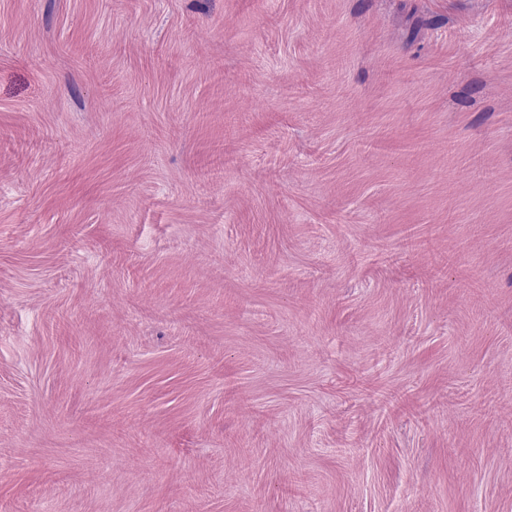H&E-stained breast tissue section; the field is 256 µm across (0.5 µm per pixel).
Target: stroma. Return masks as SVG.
Returning <instances> with one entry per match:
<instances>
[{
  "instance_id": "stroma-1",
  "label": "stroma",
  "mask_w": 512,
  "mask_h": 512,
  "mask_svg": "<svg viewBox=\"0 0 512 512\" xmlns=\"http://www.w3.org/2000/svg\"><path fill=\"white\" fill-rule=\"evenodd\" d=\"M0 512H512V0H0Z\"/></svg>"
}]
</instances>
